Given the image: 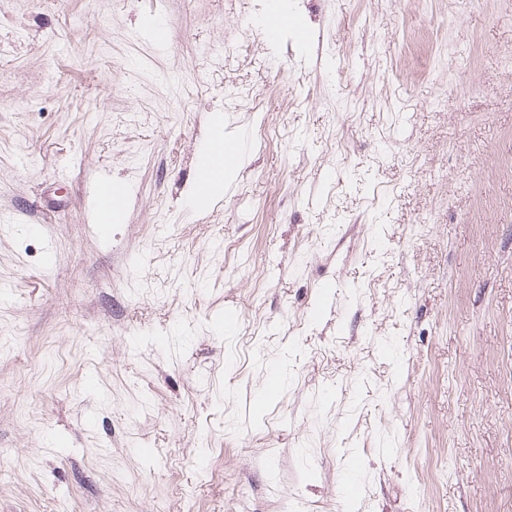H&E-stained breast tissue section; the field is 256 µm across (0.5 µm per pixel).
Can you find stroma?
<instances>
[{
  "label": "stroma",
  "instance_id": "stroma-1",
  "mask_svg": "<svg viewBox=\"0 0 512 512\" xmlns=\"http://www.w3.org/2000/svg\"><path fill=\"white\" fill-rule=\"evenodd\" d=\"M267 2L0 0V512H512V0ZM211 125L213 131L214 145L210 150V161L200 164L195 174L196 187L199 193L208 192L216 171L223 167L216 175L215 192L213 196L219 195L224 189V180L231 181L234 176L235 165L225 164L236 162L240 152V143L232 139H224V113L213 112L211 114ZM116 185L105 176L99 177L93 184L90 194V206L101 233H105L112 224V215L123 213L125 191L122 187L117 192Z\"/></svg>",
  "mask_w": 512,
  "mask_h": 512
}]
</instances>
